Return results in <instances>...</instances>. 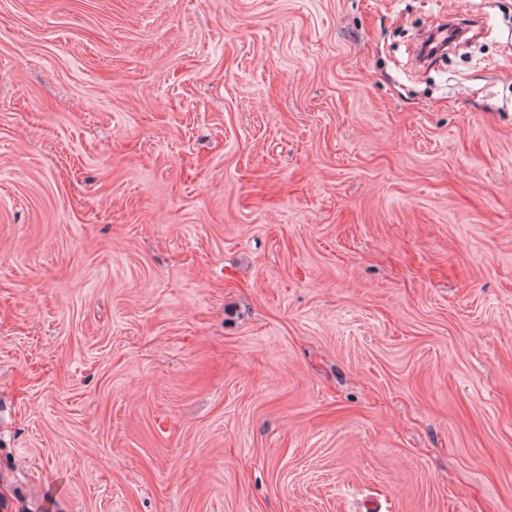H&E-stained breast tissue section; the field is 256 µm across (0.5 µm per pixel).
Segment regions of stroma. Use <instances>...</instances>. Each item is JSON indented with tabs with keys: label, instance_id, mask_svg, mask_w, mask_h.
I'll use <instances>...</instances> for the list:
<instances>
[{
	"label": "stroma",
	"instance_id": "stroma-1",
	"mask_svg": "<svg viewBox=\"0 0 512 512\" xmlns=\"http://www.w3.org/2000/svg\"><path fill=\"white\" fill-rule=\"evenodd\" d=\"M512 512V0H0V512Z\"/></svg>",
	"mask_w": 512,
	"mask_h": 512
}]
</instances>
